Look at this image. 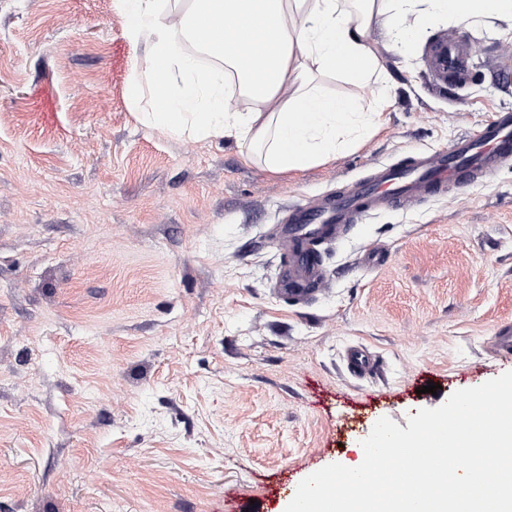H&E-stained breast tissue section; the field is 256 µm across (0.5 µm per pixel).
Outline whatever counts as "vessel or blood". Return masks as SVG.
Wrapping results in <instances>:
<instances>
[{"label":"vessel or blood","mask_w":512,"mask_h":512,"mask_svg":"<svg viewBox=\"0 0 512 512\" xmlns=\"http://www.w3.org/2000/svg\"><path fill=\"white\" fill-rule=\"evenodd\" d=\"M472 53L469 41H441L429 49L428 65L439 79L459 82ZM511 161L512 111L504 110L494 113L477 134L450 148L416 151L407 164H375L371 177L347 191L320 196L310 205L291 206L286 224L275 236L278 244L288 248L275 283L277 292L303 302L327 287L318 253L340 235L344 225L381 210L425 202L451 188H465L492 177Z\"/></svg>","instance_id":"vessel-or-blood-1"}]
</instances>
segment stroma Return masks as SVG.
<instances>
[{
    "label": "stroma",
    "mask_w": 512,
    "mask_h": 512,
    "mask_svg": "<svg viewBox=\"0 0 512 512\" xmlns=\"http://www.w3.org/2000/svg\"><path fill=\"white\" fill-rule=\"evenodd\" d=\"M125 29L113 0H0V512H285L378 419L407 427L512 371L492 347L512 326V164L355 225L304 304L273 289L270 234L289 205L511 110L494 59L511 25L440 20L404 58L374 27L386 88L323 84L384 97L378 129L284 175L233 140L138 125ZM451 36L478 48L458 86L426 63ZM353 346L370 373L348 368Z\"/></svg>",
    "instance_id": "1"
}]
</instances>
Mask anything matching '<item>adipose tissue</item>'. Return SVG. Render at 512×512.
Here are the masks:
<instances>
[{"mask_svg":"<svg viewBox=\"0 0 512 512\" xmlns=\"http://www.w3.org/2000/svg\"><path fill=\"white\" fill-rule=\"evenodd\" d=\"M143 53L130 63L136 120L171 137L230 138L272 174L303 171L372 136L380 115L328 92L383 77L374 21L406 55L418 30L449 19L511 21L512 0H113ZM193 45L213 59L199 67ZM247 100L239 108L238 100Z\"/></svg>","mask_w":512,"mask_h":512,"instance_id":"ef3b65f1","label":"adipose tissue"}]
</instances>
